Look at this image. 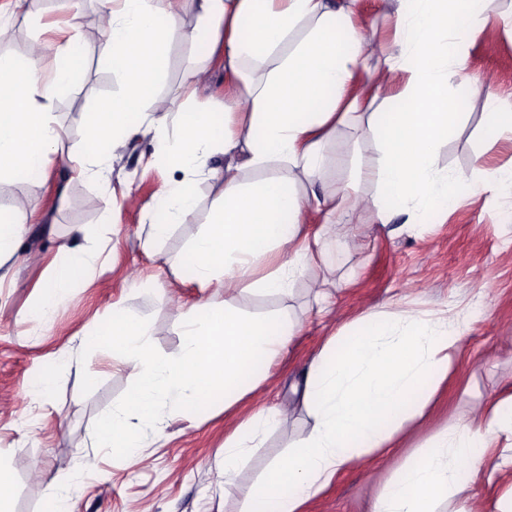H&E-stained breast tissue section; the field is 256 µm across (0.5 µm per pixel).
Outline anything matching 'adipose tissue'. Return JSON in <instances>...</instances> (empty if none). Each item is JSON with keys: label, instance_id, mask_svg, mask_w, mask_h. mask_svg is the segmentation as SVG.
I'll return each instance as SVG.
<instances>
[{"label": "adipose tissue", "instance_id": "1", "mask_svg": "<svg viewBox=\"0 0 512 512\" xmlns=\"http://www.w3.org/2000/svg\"><path fill=\"white\" fill-rule=\"evenodd\" d=\"M100 2L101 53L122 90L87 114L89 164L78 173L108 180L133 136L151 131L166 141L163 159L184 177L164 189L166 211L150 224L147 249L195 209L199 180L212 181L220 206L182 258L200 288L284 295L323 250L326 225H339V240L348 244L349 218L358 209H374L384 224L396 215L416 224L459 204L471 177L440 170L436 153L463 116L462 98L448 87L466 68L464 37L486 24L493 0H395L399 51L383 59L379 111L356 91L377 49L355 28L360 0ZM188 5L195 23L185 31ZM178 31L206 61L224 67L227 92L214 109L177 112L155 92ZM47 60L53 68L45 76L36 65ZM85 76L84 51L74 41L35 42L25 61L0 55V179L44 174L62 140L46 103ZM350 124L379 151L355 179L373 183L376 192L358 197L354 181H343L318 195L311 185L326 147L337 127ZM307 208L321 215L320 226L300 223ZM78 271L74 260L55 266L41 289L42 311L76 302L70 286ZM463 332L445 314L425 319L388 310L365 312L341 327L312 358L300 395L316 426L255 483L239 512H271L275 503L282 512H301L359 459L386 454L397 429L421 413V390L447 379ZM275 421L257 412L225 440V479ZM504 469H512V414L496 409L438 436L371 512H471L461 472L475 483Z\"/></svg>", "mask_w": 512, "mask_h": 512}]
</instances>
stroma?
<instances>
[{
	"instance_id": "stroma-1",
	"label": "stroma",
	"mask_w": 512,
	"mask_h": 512,
	"mask_svg": "<svg viewBox=\"0 0 512 512\" xmlns=\"http://www.w3.org/2000/svg\"><path fill=\"white\" fill-rule=\"evenodd\" d=\"M389 0H361L355 25L382 53L397 52ZM37 39L79 42L85 53L82 85L53 98L60 151L43 176L0 180V205L18 208L24 234L12 261L0 268V512H45L55 486H63L71 512H238L242 500L273 460L287 456L315 423L298 404L312 357L325 340L362 312L451 309L465 332L447 380L423 416L406 423L393 454L365 457L311 499L305 512H369L372 502L432 439L489 411L512 381V186L488 191L499 169L512 168V144L491 143L487 113L512 109V0H495L494 16L465 42L466 78L450 86L467 98L465 116L437 154L439 167L473 176L460 204L427 224L396 217L380 224L375 211L356 213L355 243L337 246L328 235L324 253L309 263L290 295L201 290L180 262L206 228L217 205L209 181L198 185V205L172 225L151 252L140 246L150 220L165 207L164 186L182 172L161 162L164 143L141 135L112 164L109 182L77 174L85 153L84 118L121 87L100 57L99 0H27L25 12L0 28V52L24 60ZM157 92L173 97L200 51L176 37ZM341 126L326 149L321 190L347 179L352 164L377 156ZM111 205H104V198ZM81 254L73 282L79 305L38 306L40 288L68 249ZM39 252L37 264L25 262ZM333 284L334 310L318 314L315 292ZM227 302L251 315L286 314L293 324L289 350L231 410L170 412L162 435H150L135 458L116 460L98 449L93 424L134 379L111 351L79 354L88 335L112 311L149 318L151 341L165 356L183 346L187 311L205 300ZM98 381L80 391L83 374ZM280 412L260 447L251 449L232 484H225L224 441L259 407ZM92 468H84V461Z\"/></svg>"
}]
</instances>
